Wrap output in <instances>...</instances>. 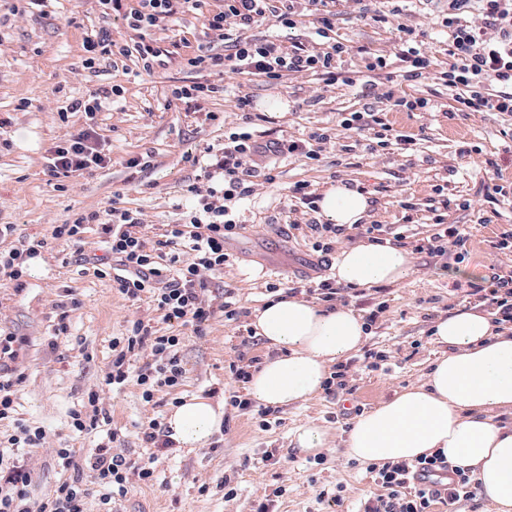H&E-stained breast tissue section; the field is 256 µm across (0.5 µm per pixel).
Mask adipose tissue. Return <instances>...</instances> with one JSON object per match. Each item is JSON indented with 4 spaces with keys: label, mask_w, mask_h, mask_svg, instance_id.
<instances>
[{
    "label": "adipose tissue",
    "mask_w": 512,
    "mask_h": 512,
    "mask_svg": "<svg viewBox=\"0 0 512 512\" xmlns=\"http://www.w3.org/2000/svg\"><path fill=\"white\" fill-rule=\"evenodd\" d=\"M318 207L324 221L348 228L366 218L370 199L339 181L323 190ZM412 266L411 252L401 246L363 243L339 251L333 275L339 284L370 288L404 281ZM251 325L279 351L247 385L249 397L264 406H292L317 396L329 363L358 350L367 337L352 309H325L288 296L257 308ZM431 336L443 352L425 382L358 417L344 453L366 463L444 453L452 465L469 470L499 512H512V423L494 416L512 411V330L476 305L439 318ZM223 421L222 404L196 395L174 406L165 425L176 447L200 448Z\"/></svg>",
    "instance_id": "1"
}]
</instances>
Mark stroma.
Masks as SVG:
<instances>
[{
	"instance_id": "35a3bbf8",
	"label": "stroma",
	"mask_w": 512,
	"mask_h": 512,
	"mask_svg": "<svg viewBox=\"0 0 512 512\" xmlns=\"http://www.w3.org/2000/svg\"><path fill=\"white\" fill-rule=\"evenodd\" d=\"M15 5L16 0H0V17L6 21V38L0 42V118L8 122V143L0 146V224L14 227L11 236L0 239V251L33 239H46L47 245L22 286L0 280V331L22 340L15 363L25 376L18 411L47 432L45 447L31 454V501L40 502L62 478L53 448L64 442L81 455L94 448L95 435H70L67 421L71 409L98 391L112 428L122 438L121 450L132 459L154 461V484L133 485L119 512H256L267 500L270 512H358L361 502L379 488L367 465L348 459L343 451L356 420L353 406L366 412L395 392L422 383L441 353L430 336L435 320L456 307L480 304L474 289L484 285L490 266L512 270V253L497 254L490 247L494 231L512 224V204L485 190L491 183L512 184V152L506 151L500 135L502 118L453 111L447 87L434 74L406 80L398 58L400 31L408 28L431 56L434 73L445 67L448 38L442 20L448 0H370L365 7L357 0H336L330 36L346 47L336 58L340 80L328 82L308 73L268 83L255 76L203 73L200 81L223 82L226 90L204 102L199 112L186 111L170 97L171 86L187 76L179 68L149 74L131 55L107 57L95 70L83 69L85 41L99 28H111L116 38L133 36L121 19L102 17L96 0H45L21 15ZM373 11L378 14L374 20L369 17ZM377 57L385 59V68L368 70ZM353 75L357 83L345 84V77ZM384 81L436 105L431 112L386 113L396 130L415 135V148L405 151L393 145L369 153L360 145L349 147L342 118L376 106L371 87ZM115 84L122 86V94L93 120L111 164L68 178L46 175L47 151L66 131L91 121L81 112L60 119L58 110L67 97ZM244 93L253 96L254 111L261 117L256 130L268 137L296 140L316 131L330 139L314 164L279 159L275 183L257 186L245 202L238 218L243 229L228 244L234 262L208 294L218 305L225 292H233L243 314L234 321L216 314L198 333L182 329L183 382L156 393L154 403L148 404L136 385L105 386L111 341L138 318L162 334L170 333V326L148 301L125 300L111 278L97 277L93 262H76L66 241L52 239V230L68 223L75 212L103 208L115 199L140 212L147 235L161 225L179 223L184 187L201 174L208 147H222L225 129L240 123L235 100ZM212 112L222 114V121H210ZM490 153L499 170L485 166ZM139 155L149 156V167H128V159ZM339 180L369 195V223L411 240L430 234L434 215L429 205L435 187H442L448 200L445 221L464 225L470 234L469 254L459 261L418 253L406 283L381 292L347 291L346 307L373 317L374 323L363 350L347 359L346 388L275 408V423L264 428L256 409L229 406L230 395L246 393L245 383L232 377L229 366L277 356V349L262 339L244 341L241 332L249 327L248 314L268 301L267 284L288 288L310 274L309 264L317 259L310 227L319 217L294 208L290 187L305 181L319 193ZM406 200L415 203L414 211L403 209ZM382 301L387 308L380 313L376 306ZM62 302L70 306L69 330L58 339L54 329ZM53 339L58 342L54 350L48 347ZM370 349L388 355L379 370L363 365ZM193 395L210 396L226 406L224 424L211 441L202 448L146 447L138 424L166 416L174 401ZM304 423L325 431V448H295L292 433ZM228 484L236 491L230 498L224 495ZM324 489L337 495V502L320 499Z\"/></svg>"
}]
</instances>
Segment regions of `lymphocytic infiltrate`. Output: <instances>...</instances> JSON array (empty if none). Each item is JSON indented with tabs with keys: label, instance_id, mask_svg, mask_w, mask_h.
Returning <instances> with one entry per match:
<instances>
[{
	"label": "lymphocytic infiltrate",
	"instance_id": "1",
	"mask_svg": "<svg viewBox=\"0 0 512 512\" xmlns=\"http://www.w3.org/2000/svg\"><path fill=\"white\" fill-rule=\"evenodd\" d=\"M102 17L122 19L137 35L133 43L113 38L110 29H99L85 42V69H95L107 56L136 54L146 72L178 63L191 72L236 73L280 80L285 73H315L326 81L336 79V57L344 53L342 43L323 50L304 43L284 45L277 39H248L242 30L269 16L291 28L296 23L298 0H224L219 10L211 11L206 0H96ZM477 7L480 24L466 20L470 7ZM201 16L205 35L224 41L225 50L213 52L199 45L190 55L161 45L153 34L175 26L185 13ZM448 68L441 81L454 93L455 111L495 112L512 118V0H448ZM341 125L367 151L392 145L410 150L415 137L402 133L381 112L350 113ZM326 134L314 133L309 139L258 141L252 124L224 134V145L213 154L200 178L187 185L191 204L177 224L163 225L160 232L147 236L143 221L132 210L114 205L74 214L70 223L54 227L52 236L71 244L83 254L85 236L96 232L106 247L99 258V275L112 276L120 294L128 300L149 299L165 323L180 327H200L214 314L206 293L213 275L223 271L230 255L226 242L240 226L234 220L241 201L255 191L256 180L271 184L276 180L277 160L282 155L307 161L320 158V143ZM111 161L104 153L100 134L94 125L69 131L51 147L45 157L47 173L55 178L70 177L106 167ZM434 232L416 240V252L442 257L448 247L465 249L468 235L457 225L445 224L436 216ZM14 334L0 335V423L12 432L0 440V512H87L90 490H97L99 512H115L131 486L149 485L154 480L150 464L133 461L114 447L118 433L109 429V417L99 392H89L81 408L71 410L68 427L75 436L103 432V440L84 458L75 449L60 446L54 457L64 472L51 494L38 505L29 502L31 470L28 456L43 447L47 433L17 416V393L24 376L12 369L18 351ZM180 338L160 335L150 323L132 321L126 335L112 339L114 356L105 376L106 385L120 387L135 382L145 402H152L159 389L176 387L183 381L184 369L178 355ZM148 355L149 361L133 367V358ZM441 453L414 461L372 465L382 488L368 498L363 512H432L438 503L454 504L470 498L471 477L455 469V484L448 493L413 485L416 473L446 468Z\"/></svg>",
	"mask_w": 512,
	"mask_h": 512
}]
</instances>
